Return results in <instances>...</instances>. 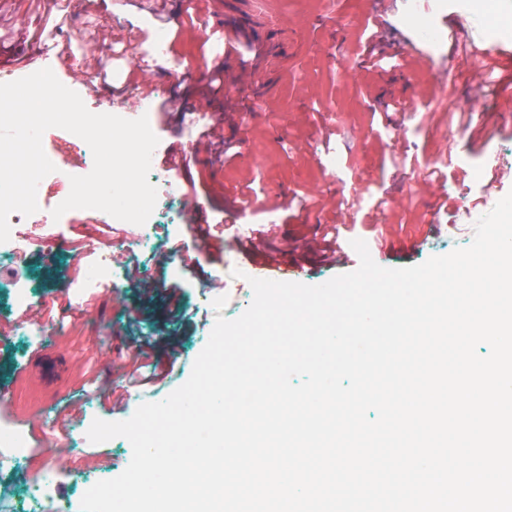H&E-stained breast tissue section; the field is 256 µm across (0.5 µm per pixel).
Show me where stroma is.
<instances>
[{
    "label": "stroma",
    "instance_id": "1",
    "mask_svg": "<svg viewBox=\"0 0 512 512\" xmlns=\"http://www.w3.org/2000/svg\"><path fill=\"white\" fill-rule=\"evenodd\" d=\"M180 3L167 0L157 15L142 0H93L87 8L76 0H0V68L22 76L43 68L47 36L58 30L88 74L107 62L112 87L130 92L132 51L165 37L177 65L158 73L156 98L146 106L159 139L154 169L182 187L195 180L198 188L165 203L145 241L133 240L134 225L102 224L75 209L53 225L26 226L29 237L51 241L48 253L21 265L0 258V267L19 266L30 296L29 304L14 305V281L0 276V395L13 399L12 414L35 445L30 456L0 466V512H58L63 505L78 512L86 490L126 468V438L82 445L78 433L93 419L125 420L136 410L125 398L122 366L138 342L172 338L161 353L180 366L171 387L189 378L216 317L236 318L251 303L256 252L275 247L278 259L304 266L302 283L320 284L357 265L322 262L315 226L348 224L378 265H417L470 245L475 221L512 191L507 180L485 190L492 165L512 164V126L497 119L512 103V78L472 51L481 28L464 33L444 22L463 8L512 15V0H448L417 21L390 11L382 44L389 61L360 72L355 65L375 0H269L268 11L290 21L295 35L279 37L268 56L250 34L246 10L228 18L224 0H192L187 14ZM421 23L447 25L448 37L430 48L428 67L415 72L409 57L422 48ZM229 26L262 62L250 84L225 82L211 98L208 124L237 152L224 164L215 159L218 146L196 150L182 129L184 113L224 65ZM477 82L488 98L480 118L462 107ZM406 98L412 111H394ZM165 101L171 111H160ZM172 152L198 162L190 173H172L165 162ZM194 207L211 238L226 240L223 254L207 249L190 227ZM427 222L434 231L418 233ZM266 225L273 233L263 234ZM103 254L121 259L122 277L108 289L87 284ZM174 284L183 290L178 310L165 300ZM58 418L67 433L54 428ZM50 445L67 451L68 476L56 483L52 500L39 501L31 486Z\"/></svg>",
    "mask_w": 512,
    "mask_h": 512
}]
</instances>
